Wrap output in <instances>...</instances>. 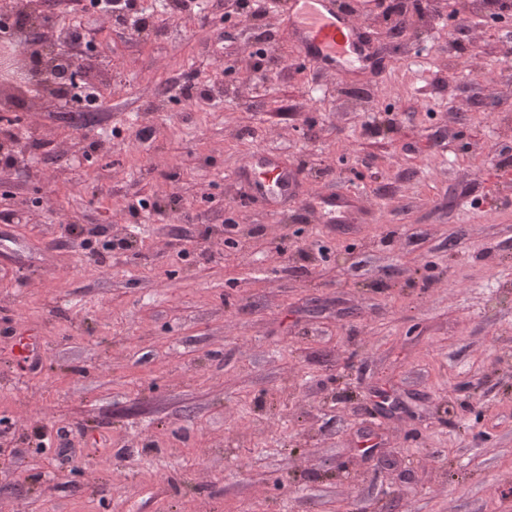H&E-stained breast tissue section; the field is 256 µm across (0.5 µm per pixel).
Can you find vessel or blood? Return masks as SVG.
Wrapping results in <instances>:
<instances>
[{
  "instance_id": "vessel-or-blood-1",
  "label": "vessel or blood",
  "mask_w": 512,
  "mask_h": 512,
  "mask_svg": "<svg viewBox=\"0 0 512 512\" xmlns=\"http://www.w3.org/2000/svg\"><path fill=\"white\" fill-rule=\"evenodd\" d=\"M295 3L291 19L298 31L300 48L319 71L333 73L348 64L371 62L358 24L337 7L336 0H295ZM247 165L253 173V194L276 205L288 204L293 192L292 180L279 167L273 154H253Z\"/></svg>"
}]
</instances>
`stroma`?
Returning a JSON list of instances; mask_svg holds the SVG:
<instances>
[{"label":"stroma","mask_w":512,"mask_h":512,"mask_svg":"<svg viewBox=\"0 0 512 512\" xmlns=\"http://www.w3.org/2000/svg\"><path fill=\"white\" fill-rule=\"evenodd\" d=\"M48 2L97 43L83 80L109 109L19 113L39 137L0 170V512H512V23H488L493 0H394L398 27L345 0L380 64L334 74L304 58L292 0L256 19L170 0L161 38ZM189 74L207 96H182ZM261 150L294 180L278 211L246 196ZM97 227L129 249L87 258Z\"/></svg>","instance_id":"35a3bbf8"}]
</instances>
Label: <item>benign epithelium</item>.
I'll list each match as a JSON object with an SVG mask.
<instances>
[{
    "mask_svg": "<svg viewBox=\"0 0 512 512\" xmlns=\"http://www.w3.org/2000/svg\"><path fill=\"white\" fill-rule=\"evenodd\" d=\"M40 40H12L0 44V98L9 100L18 92L31 95L37 105L58 103L61 98L57 66L79 70V59L70 52L57 49L43 55Z\"/></svg>",
    "mask_w": 512,
    "mask_h": 512,
    "instance_id": "obj_1",
    "label": "benign epithelium"
}]
</instances>
